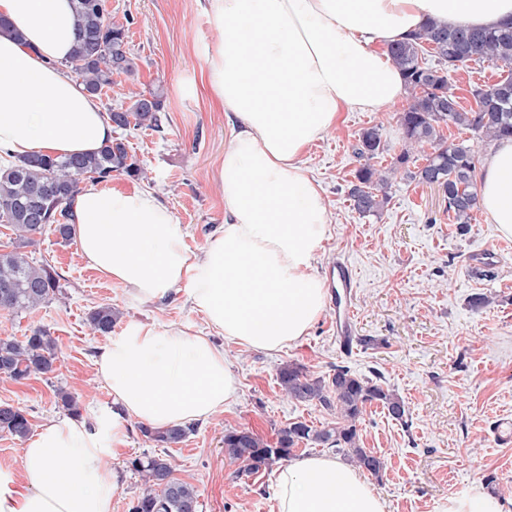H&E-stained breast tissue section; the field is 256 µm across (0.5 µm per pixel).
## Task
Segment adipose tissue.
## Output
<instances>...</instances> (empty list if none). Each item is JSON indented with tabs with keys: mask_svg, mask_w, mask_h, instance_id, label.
<instances>
[{
	"mask_svg": "<svg viewBox=\"0 0 512 512\" xmlns=\"http://www.w3.org/2000/svg\"><path fill=\"white\" fill-rule=\"evenodd\" d=\"M199 7L219 33L196 48L202 83L229 125L217 169L219 234L191 249L152 191L93 183L75 199L72 233L88 266L131 300L183 289L226 340L277 351L309 334L326 298L314 263L328 211L301 156L340 113L377 111L404 89L375 42L401 39L431 20L498 28L512 23V0H199ZM0 20V154L15 161L85 154L112 140L95 95L57 66L76 40L70 0H0ZM478 196L498 234L512 238V138L486 156ZM96 374L118 412L93 426L61 419L37 432L20 476L0 472V512H112L116 475L107 460L125 418L177 426L223 410L239 390L222 347L164 322L110 337ZM277 486L279 512H386L359 471L325 455L293 460Z\"/></svg>",
	"mask_w": 512,
	"mask_h": 512,
	"instance_id": "1",
	"label": "adipose tissue"
}]
</instances>
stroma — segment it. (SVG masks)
<instances>
[{
	"label": "stroma",
	"mask_w": 512,
	"mask_h": 512,
	"mask_svg": "<svg viewBox=\"0 0 512 512\" xmlns=\"http://www.w3.org/2000/svg\"><path fill=\"white\" fill-rule=\"evenodd\" d=\"M108 5L126 29L137 71L115 77L99 93L101 108L106 113L125 108L158 90L162 125L115 130L141 174L116 172L106 184L117 191L152 190L185 227L188 243L203 247L224 222L214 173L229 128L223 113L209 105L195 46L216 38L217 31L199 14L196 0H108ZM500 74L498 63L472 61L449 73L448 84L468 111L476 106L473 90ZM408 102L404 95L377 112L341 113L336 127L304 153V165L328 206L329 232L316 270L325 272L345 257L355 271L351 348L340 347L330 305L308 336L277 352L228 345L214 336L226 350L239 397L223 413L196 422L169 450L177 478L198 491V512H277V476L286 460L239 475L238 463L224 452V435L246 426L272 442L290 422L318 429L332 422L322 406L283 395L277 376L289 364L314 377L347 366L360 376L380 377L404 400L406 421L391 419L374 402L358 425L361 446L386 462L382 475L370 479L386 512H444L450 497L477 484L512 502V239L499 237L479 208L468 233H460L434 185L397 180L388 203L370 215L359 214L349 197L359 167L353 156L359 134L378 127L384 151L374 163L388 166L404 146L398 115ZM25 252L60 277V289L48 303L18 314L0 310V337L21 340L44 328L56 343L54 373L22 382L0 375V404L26 410L32 431L67 417L64 392L74 396L80 419L90 423L114 407L95 374L94 358L106 338L89 329L86 318L93 308L109 303L119 311L117 334L132 324L160 321L195 330L206 326L183 292L153 303L131 301L121 286L86 264L76 239L48 230ZM475 293L490 296L491 304L471 308ZM139 426L127 419L123 441L112 452L117 474L112 512H130L144 489L131 462L156 447Z\"/></svg>",
	"instance_id": "35a3bbf8"
}]
</instances>
